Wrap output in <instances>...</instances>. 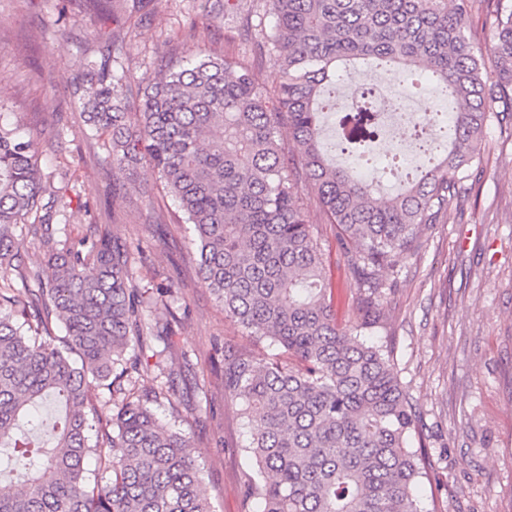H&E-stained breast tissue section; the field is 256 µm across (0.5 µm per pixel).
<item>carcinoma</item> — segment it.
Listing matches in <instances>:
<instances>
[{"label": "carcinoma", "mask_w": 512, "mask_h": 512, "mask_svg": "<svg viewBox=\"0 0 512 512\" xmlns=\"http://www.w3.org/2000/svg\"><path fill=\"white\" fill-rule=\"evenodd\" d=\"M236 2L204 0L188 35ZM268 2L272 22L258 50L279 59L274 88L245 57L189 54L162 64L135 102L133 76L113 70L109 49L90 64L87 83L71 82L79 118L109 136L113 182L145 166L164 184L192 226L189 259L224 315L282 349L284 357L265 358L224 348V391L242 400L250 434L248 502L262 512H421L412 404L390 351L364 337L380 327L385 274L420 248L448 202L471 195L490 123L512 136V3ZM477 3L491 29L482 49L469 28ZM373 64L403 79L410 95L414 72L424 70L430 106L443 97L455 104L449 127L433 111L411 131L438 159L392 194L365 166L378 134L373 88L338 121L350 165L322 147L337 68ZM42 153L38 139L0 123V480L11 485L0 512H213L194 442L151 408L176 395L167 338L181 325L182 287L140 286L134 264L145 252L108 232L67 235L72 199L54 186ZM304 187L336 225L358 303L373 317L336 321ZM24 236L42 254L35 265L21 259ZM145 377L159 384L141 395ZM95 388L108 398L94 400ZM51 400L64 412L41 425ZM93 455L105 483L85 468Z\"/></svg>", "instance_id": "1"}]
</instances>
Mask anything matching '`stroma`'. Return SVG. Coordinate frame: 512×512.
<instances>
[{"label": "stroma", "instance_id": "35a3bbf8", "mask_svg": "<svg viewBox=\"0 0 512 512\" xmlns=\"http://www.w3.org/2000/svg\"><path fill=\"white\" fill-rule=\"evenodd\" d=\"M200 0H151L146 12L112 0L113 18L100 19L95 0H0V105L9 122L41 142L49 167L65 173L67 193L84 200L66 231L82 238L110 227L130 245L152 247L138 267L142 285L167 279L183 285L182 326L168 352L181 374L175 403L158 416L180 414V427L202 452L203 490L214 512H248L243 491L249 435L239 407L224 391L221 354L214 345L260 356L278 347L242 334L190 262L191 229L147 169L112 188L101 138L81 125L68 83L108 44L136 78L154 76L163 58L189 52L243 55L237 37L247 15L265 0H240L200 37L187 34ZM478 197L449 208L427 231L418 253L404 258L383 299L378 341L391 350L417 416L412 440L428 470L415 489L422 512H512V141L489 128L475 168ZM314 234L331 271L340 322L356 313L358 289L344 266L335 225L325 223L310 190H303ZM205 392H198V381Z\"/></svg>", "mask_w": 512, "mask_h": 512}]
</instances>
